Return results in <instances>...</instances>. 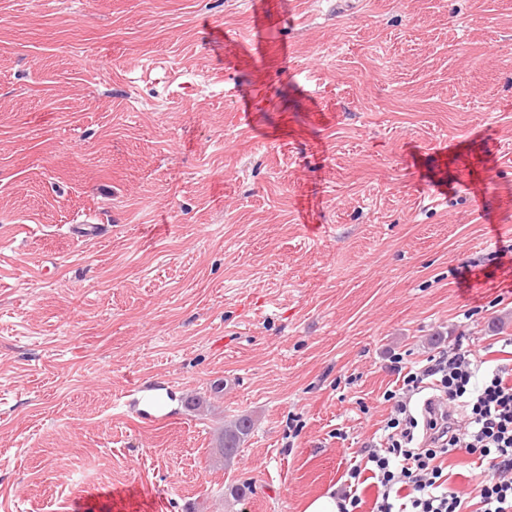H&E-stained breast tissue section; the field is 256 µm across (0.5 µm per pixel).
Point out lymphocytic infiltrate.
<instances>
[{
	"instance_id": "1",
	"label": "lymphocytic infiltrate",
	"mask_w": 512,
	"mask_h": 512,
	"mask_svg": "<svg viewBox=\"0 0 512 512\" xmlns=\"http://www.w3.org/2000/svg\"><path fill=\"white\" fill-rule=\"evenodd\" d=\"M484 360L458 343L424 364L392 359L400 390L386 391L391 415L378 446L362 448L351 479L370 472L379 489L376 512H512V366L487 370ZM438 394V409L414 415L411 402L424 390ZM464 407L463 423L448 420L449 406ZM475 456L492 477L468 500L448 485L444 460L456 451Z\"/></svg>"
}]
</instances>
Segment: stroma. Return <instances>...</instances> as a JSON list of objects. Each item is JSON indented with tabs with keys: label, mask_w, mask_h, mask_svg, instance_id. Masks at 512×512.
Listing matches in <instances>:
<instances>
[{
	"label": "stroma",
	"mask_w": 512,
	"mask_h": 512,
	"mask_svg": "<svg viewBox=\"0 0 512 512\" xmlns=\"http://www.w3.org/2000/svg\"><path fill=\"white\" fill-rule=\"evenodd\" d=\"M510 337L512 0H0V512H303ZM253 430V422L249 417H240L233 423L224 426L218 435V451L225 460L236 455L241 445Z\"/></svg>",
	"instance_id": "35a3bbf8"
}]
</instances>
